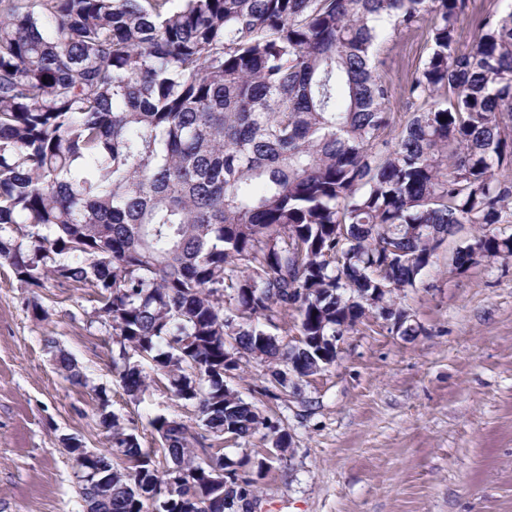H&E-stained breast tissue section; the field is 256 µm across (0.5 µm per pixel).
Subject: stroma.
<instances>
[{
  "mask_svg": "<svg viewBox=\"0 0 512 512\" xmlns=\"http://www.w3.org/2000/svg\"><path fill=\"white\" fill-rule=\"evenodd\" d=\"M427 53L425 28L390 36L381 71L397 125L410 112L402 87ZM478 230L461 225L398 296L416 335L370 314L332 365L276 399L256 391L266 364L243 358L230 386L291 440L258 479L251 512H512V260L463 273L451 265ZM98 308L94 289L51 281L35 292L0 259V512H84L62 440L104 448L96 391L106 390L111 411L162 469L171 460L150 419L195 421L161 384L130 402ZM60 349L87 386L58 372Z\"/></svg>",
  "mask_w": 512,
  "mask_h": 512,
  "instance_id": "35a3bbf8",
  "label": "stroma"
}]
</instances>
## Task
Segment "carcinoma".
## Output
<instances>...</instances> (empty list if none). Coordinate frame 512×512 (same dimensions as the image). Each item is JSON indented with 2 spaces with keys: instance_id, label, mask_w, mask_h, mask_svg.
Listing matches in <instances>:
<instances>
[{
  "instance_id": "1",
  "label": "carcinoma",
  "mask_w": 512,
  "mask_h": 512,
  "mask_svg": "<svg viewBox=\"0 0 512 512\" xmlns=\"http://www.w3.org/2000/svg\"><path fill=\"white\" fill-rule=\"evenodd\" d=\"M469 0H32L0 10V258L26 287L94 288L133 401L151 378L181 386L198 428L150 420L193 485L165 512H230L250 459L204 463L210 441L288 432L224 384L245 355L269 364L260 394L314 375L321 346L373 310L415 333L395 299L455 224H477L452 266L512 258V11L489 4L463 50ZM427 23L429 51L403 86L397 137L377 70L379 22ZM445 121H440V118ZM357 288H388L370 306ZM61 373L86 378L64 352ZM108 446L79 483L90 512H149L154 452L108 411Z\"/></svg>"
}]
</instances>
